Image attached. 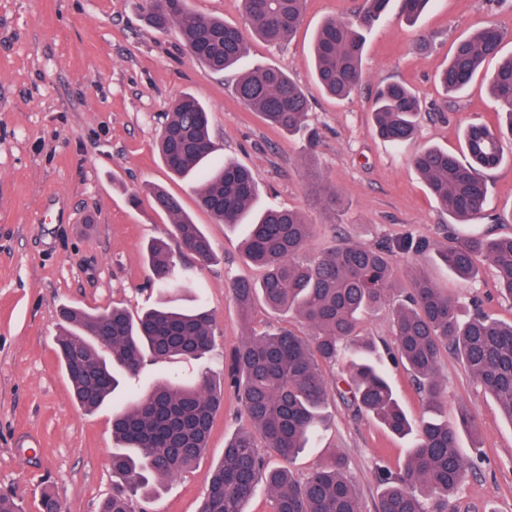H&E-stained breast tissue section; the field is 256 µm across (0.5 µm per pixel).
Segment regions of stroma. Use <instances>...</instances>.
Masks as SVG:
<instances>
[{
	"instance_id": "obj_1",
	"label": "stroma",
	"mask_w": 512,
	"mask_h": 512,
	"mask_svg": "<svg viewBox=\"0 0 512 512\" xmlns=\"http://www.w3.org/2000/svg\"><path fill=\"white\" fill-rule=\"evenodd\" d=\"M143 2L0 0V492L16 493L24 512H42L47 492L65 512H99L118 484L109 467L113 408L107 403L86 411L73 402L56 338L62 306L102 311L117 304L137 314L159 301L142 246L168 238L171 220L155 211L150 186L177 196L213 243L214 263L183 255L191 283L181 297L202 299L215 320L216 373L250 329L275 324L301 336L310 332L294 312L271 309L260 298L252 324L241 320L225 282L255 281L261 272L242 260L245 226L215 221L198 202V181L173 178L161 163V117L175 100L189 93L208 107L213 164L231 159L248 167L260 206L298 210L313 224L308 259L343 237L374 247L407 235L439 243L463 232L428 194L411 159L428 145L460 153L464 126L498 121L489 89L498 59H487L453 102L437 74L457 39L487 25L504 31L501 53L511 55L512 0H434L413 25L392 0L366 34L361 84L341 101L314 82L311 46L324 21L354 18L362 0H307L291 41L272 47L249 40L238 71L274 66L298 83L310 100L306 124L318 133L313 142L270 126L238 101L237 71L204 70L176 29L160 32L147 24ZM387 82L408 85L422 108L416 135L397 146L380 139L372 123L375 91ZM504 156L500 166L483 171L485 211L468 227L492 238L512 235V143H505ZM316 183L336 191L340 211L316 203ZM416 271L466 305L512 321V300L499 294L490 265L464 281L432 254L415 269L397 263L396 288H406ZM390 324V308L379 309L365 317L361 336L374 343L396 398L416 424L428 412L397 358ZM198 368L180 359L145 361L121 394H145L162 376L190 378ZM439 373L448 386V420H456L463 402L478 423L477 434L461 435L475 473L455 497L456 512H512V423L453 353L442 352ZM248 425L235 387L225 385L206 454L164 483L149 512H198L225 442ZM408 447V440L334 396L327 422L295 469L305 474L343 457L364 512H375V466L400 470Z\"/></svg>"
}]
</instances>
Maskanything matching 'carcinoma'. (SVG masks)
I'll return each mask as SVG.
<instances>
[{
    "label": "carcinoma",
    "instance_id": "carcinoma-1",
    "mask_svg": "<svg viewBox=\"0 0 512 512\" xmlns=\"http://www.w3.org/2000/svg\"><path fill=\"white\" fill-rule=\"evenodd\" d=\"M390 2L363 0L356 20L331 19L318 30L314 78L328 94L344 99L357 88L363 76L365 32L381 20ZM241 3L251 34L277 47L298 30L306 0ZM430 3L402 0V12L413 22ZM147 17L160 31L175 26L186 52L210 72L236 67L246 52V36L239 28L193 10L189 0H154ZM503 40L504 33L494 25L458 40L439 73L447 92H462L482 64L499 55ZM233 91L271 125L290 133L304 127L309 98L282 70L254 67L238 76ZM491 92L502 120L495 127L472 124L465 129L468 159L428 147L411 160L432 197L457 223L481 214L487 196L481 170L501 164L503 142L512 140V56L500 62ZM372 112L377 134L400 144L416 133L421 106L409 87L388 82L377 90ZM212 150L208 109L191 95L173 103L163 115L158 137L163 164L179 178L200 181V204L216 221L235 227L250 219L243 256L261 268L263 276L256 283L235 278L225 284L242 318L249 317L254 298L260 296L274 308L295 312L311 334L305 338L286 328L253 332L233 351L224 376L238 389L251 429L238 432L224 445L223 459L208 475L199 512H245L244 505L261 482L271 512H362L342 457L327 460L303 479L295 478L289 468L323 422L332 393L354 412L376 416L390 432L413 436L400 472L376 468L381 487L376 512H453V498L473 469L459 447V436L476 430V425L471 407L464 403L458 405L459 425L437 418L446 395L437 372L439 354L444 347L454 350L473 381L512 423V322L478 311L463 315L460 297L415 273L405 300L393 307L391 332L432 416L413 427L372 358L371 343L352 353L346 377L327 380L322 366L336 362L359 335L363 314L390 302L395 291L394 249L419 255L433 244L423 238L395 247L346 243L304 263L299 256L313 225L291 209L253 212L259 188L252 172L231 161L206 168ZM151 193L157 210L171 218L174 244L149 242L146 263L159 290L173 294L188 281L179 267L181 251L203 264L215 260V251L178 197L159 186ZM437 253L464 280L476 277L489 264L501 290L512 298V235L457 236ZM61 319L59 360L74 400L86 410L111 398L123 378L136 375L147 357L161 363L178 358L198 361L215 346L214 319L201 305L194 309L164 305L135 318L119 306L96 313L65 307ZM222 404V388L205 369L193 379L172 374L148 394L120 406L112 420L119 448L110 458L119 483L101 512H135L134 497L148 496L154 484L178 477L200 459ZM267 453L279 457L283 465L268 468Z\"/></svg>",
    "mask_w": 512,
    "mask_h": 512
}]
</instances>
